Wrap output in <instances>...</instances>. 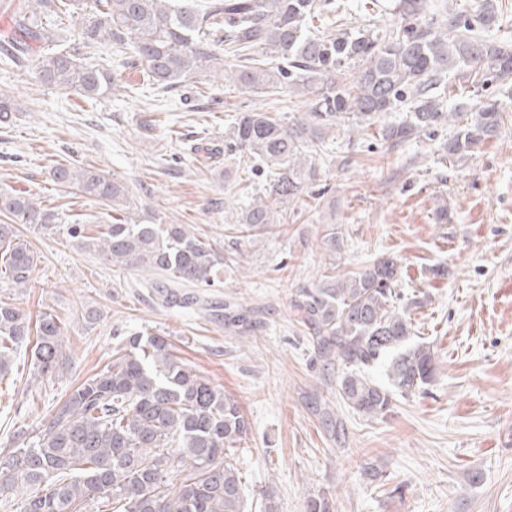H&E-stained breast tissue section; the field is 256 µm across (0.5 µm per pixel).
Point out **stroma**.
<instances>
[{
	"label": "stroma",
	"instance_id": "stroma-1",
	"mask_svg": "<svg viewBox=\"0 0 512 512\" xmlns=\"http://www.w3.org/2000/svg\"><path fill=\"white\" fill-rule=\"evenodd\" d=\"M109 71L115 91L91 99L42 84L31 62L0 68V94L16 103L0 121V192L32 194L62 225L100 224L104 203L50 177L60 163L93 166L125 183L141 222L192 225L216 252L240 249L246 260L219 268L212 287L177 289L170 304L166 289L141 286L62 233L19 225L37 263L25 287L0 278V300L32 318L57 315L70 365L37 377L31 344L14 356L0 377V452L18 431L39 436L117 338L160 334L244 410L250 433L236 463L248 512L267 498L278 512H304L322 491L335 512H512V84L500 94L498 137L456 162L441 158L445 130L394 149L337 129L316 160L320 206H287L282 224L241 239L237 215L265 185L253 161L223 150L244 96L205 75L162 91L140 66ZM331 228L342 238L336 256L324 245ZM382 254L397 258L404 297L419 301L415 339L433 349L437 374L385 416L339 407V436L311 410L314 398L336 405V378L312 361L292 302L325 272H356ZM234 300L255 309L253 335L225 331ZM89 306L101 313L92 324Z\"/></svg>",
	"mask_w": 512,
	"mask_h": 512
}]
</instances>
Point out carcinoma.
<instances>
[{"label": "carcinoma", "instance_id": "obj_1", "mask_svg": "<svg viewBox=\"0 0 512 512\" xmlns=\"http://www.w3.org/2000/svg\"><path fill=\"white\" fill-rule=\"evenodd\" d=\"M79 15L77 41L59 44L40 16L55 0H19L18 51L34 53L40 82L75 89L88 98L116 86L106 65L83 49L113 46L146 67L153 84L171 88L200 70L237 87L243 95L279 89L303 98L305 111L282 112L244 106L224 147L247 155L267 173L262 196L244 206L235 230L281 223L277 205L297 203L316 181V157L338 127L349 133L376 126L390 112L405 117L380 126L393 147L451 130L445 158L461 159L497 137V87L512 78V46L492 32L499 21L496 0L475 9L448 0H393L397 20L388 27L353 25L345 17L314 34L309 22L334 14L333 0H96ZM232 61L223 64L220 56ZM469 89L475 111L446 98L448 80ZM52 181L121 211L126 185L90 166L58 164ZM0 276L16 288L28 281L34 253L16 234L27 224L57 232L56 215L26 194L0 195ZM89 235L81 224L66 234L112 266L167 278L175 286L214 285L223 256L187 224H141L112 218ZM399 264L377 257L351 274H326L301 288L292 303L324 375H336V398L365 416H379L396 395L407 397L430 384L435 354L410 343L414 327L397 291ZM252 310L224 305V330L248 336ZM32 363L37 375L54 372L66 354V326L51 311L36 321ZM29 338V324L9 302H0V375ZM381 366L387 383L364 369ZM313 412L340 433L344 424L326 402ZM250 424L238 400L196 371L164 336L133 334L114 347L109 362L68 394L30 448L0 457V494L21 493L19 512H245L241 473L234 462ZM333 498L307 499L305 512H332Z\"/></svg>", "mask_w": 512, "mask_h": 512}]
</instances>
